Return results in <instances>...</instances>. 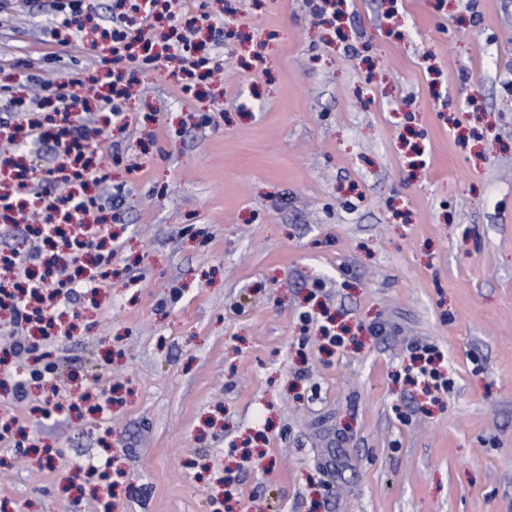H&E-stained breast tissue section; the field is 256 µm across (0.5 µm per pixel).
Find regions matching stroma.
Returning <instances> with one entry per match:
<instances>
[{"label": "stroma", "instance_id": "obj_1", "mask_svg": "<svg viewBox=\"0 0 512 512\" xmlns=\"http://www.w3.org/2000/svg\"><path fill=\"white\" fill-rule=\"evenodd\" d=\"M55 2L0 8V119L111 50ZM201 17L223 80L133 69L103 129L114 255L60 301L55 376L20 399L33 353L0 363L26 427L0 512H512V0H181L126 27ZM39 244L0 228L32 274ZM102 390L109 412L42 413Z\"/></svg>", "mask_w": 512, "mask_h": 512}]
</instances>
